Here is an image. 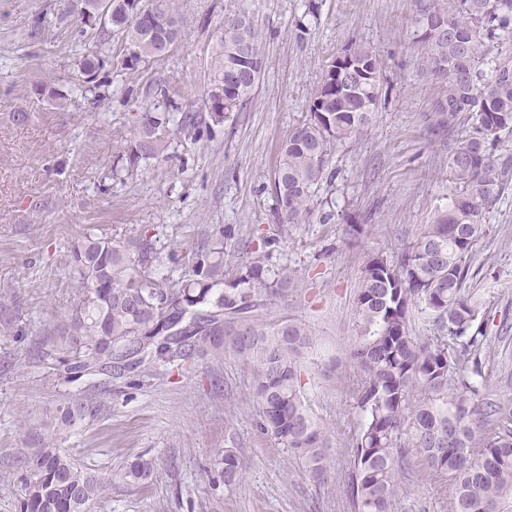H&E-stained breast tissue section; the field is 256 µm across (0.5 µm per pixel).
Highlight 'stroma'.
Instances as JSON below:
<instances>
[{"label":"stroma","mask_w":512,"mask_h":512,"mask_svg":"<svg viewBox=\"0 0 512 512\" xmlns=\"http://www.w3.org/2000/svg\"><path fill=\"white\" fill-rule=\"evenodd\" d=\"M423 0H169L179 38L136 70L117 68L121 36L81 33L80 0H0V512H19L26 458L50 445L112 485L92 512H351L346 492L354 431L349 351L354 292L368 253L398 259L448 205V155L469 131L463 114L436 133L442 90L416 43ZM248 15L266 67L240 110L212 119L215 30ZM381 61L380 97L363 135L331 144L310 213L280 222L272 191L280 147L309 117L326 63L349 41ZM97 52L95 91L78 64ZM192 111L195 137L169 126L156 157L112 177L147 112ZM350 224L364 233L352 240ZM465 283L499 338L495 369L512 374V187L486 213ZM136 252L150 240L163 286L193 278L198 258L217 287L261 261L294 284L269 301L264 325L292 319L313 337L306 393L330 435L327 472L311 477L258 425L250 364L233 349L199 358L182 375L143 372L96 385L66 383L60 348L79 284L70 256L87 228ZM100 405L96 419L65 426L63 407ZM236 449L246 469L225 487L212 468ZM152 476L124 482L136 457ZM397 512H448L443 482L412 466L399 476Z\"/></svg>","instance_id":"1"}]
</instances>
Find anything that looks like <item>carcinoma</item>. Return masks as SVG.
<instances>
[{"mask_svg":"<svg viewBox=\"0 0 512 512\" xmlns=\"http://www.w3.org/2000/svg\"><path fill=\"white\" fill-rule=\"evenodd\" d=\"M152 14L136 21L131 4ZM108 23L82 14L89 29L125 39L120 68L136 70L165 56L176 42L178 25L167 0H112ZM423 58L445 79L434 102L438 125L449 127L459 114H472L470 134L448 155L454 192L448 208L425 225L416 241L394 262L371 253L363 262L355 294L359 334L350 351L358 376L352 390L356 426L350 448L347 492L352 512H395L398 472L416 459L445 480L450 512H512V397L489 393L483 330L472 331L481 303L465 292L473 247L484 232L483 215L504 192L512 171L498 166L490 146L512 128V0H454L442 8L420 9L416 31ZM501 44L490 73L478 65L479 46ZM349 74L322 76L309 105V118L281 145L274 172V196L281 222L295 224L308 214L311 189L323 177L328 146L362 134L371 124L380 91L381 64L372 48L352 41ZM102 59L80 63L85 88L98 87ZM265 67L259 36L243 14H226L213 55L214 81L208 110L217 117L235 112L254 91L252 71ZM187 137L196 134L195 115L148 112L142 133L124 148L112 178L131 175L141 159L156 154L169 124ZM158 260L152 244L137 259L94 230L71 254L72 272L82 284L68 334L57 357L64 379L107 375L113 363L138 357L155 371L167 356L219 358L226 346L253 365V388L260 406V430L313 477L323 474L328 433L311 412L305 392V359L313 338L293 320L271 328L257 319L267 298L282 294L291 277L253 261L224 290L214 292L211 268L196 266L194 279L163 287L149 273ZM428 315L426 336L411 328L414 312ZM98 407L79 403L62 420L95 418ZM22 512H91L111 478L93 474L59 448H37ZM219 475L236 484L243 464L227 448ZM152 463L135 458L124 478L147 480Z\"/></svg>","mask_w":512,"mask_h":512,"instance_id":"cac0c4a2","label":"carcinoma"}]
</instances>
